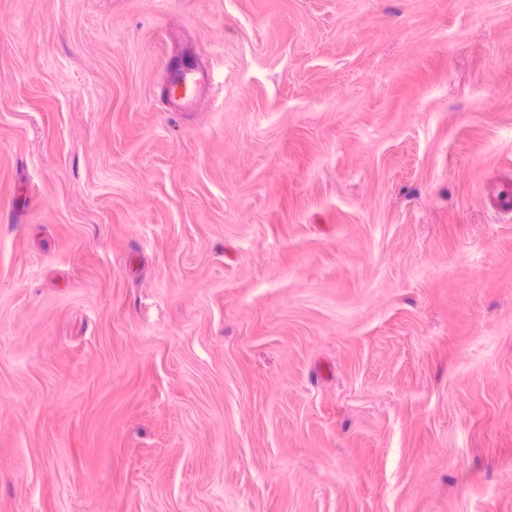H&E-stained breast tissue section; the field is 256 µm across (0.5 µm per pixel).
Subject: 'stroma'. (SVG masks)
Wrapping results in <instances>:
<instances>
[{"label": "stroma", "mask_w": 512, "mask_h": 512, "mask_svg": "<svg viewBox=\"0 0 512 512\" xmlns=\"http://www.w3.org/2000/svg\"><path fill=\"white\" fill-rule=\"evenodd\" d=\"M509 188L512 0H0V512H512ZM207 81L208 74L206 70L198 68L197 65L177 71L168 70L164 80L167 109L171 112L188 110L191 105L189 88L199 87Z\"/></svg>", "instance_id": "stroma-1"}]
</instances>
